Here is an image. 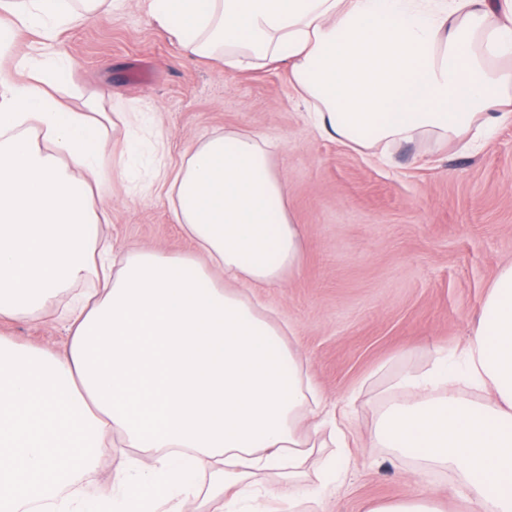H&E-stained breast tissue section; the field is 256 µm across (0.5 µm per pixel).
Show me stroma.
Segmentation results:
<instances>
[{
  "label": "stroma",
  "mask_w": 512,
  "mask_h": 512,
  "mask_svg": "<svg viewBox=\"0 0 512 512\" xmlns=\"http://www.w3.org/2000/svg\"><path fill=\"white\" fill-rule=\"evenodd\" d=\"M73 60L72 98L105 91L119 112L144 124L107 131L102 231L114 251L132 247L187 255L193 245L146 169L112 177L127 135L159 143L155 165H180L188 149L216 134L247 130L277 143L272 157L287 181L302 263L279 287L239 284L307 358L323 410L355 419L346 471L325 512H368L377 502L437 492L442 512H475L453 470L418 481L413 457L373 438L376 405L396 375L441 359L463 368V349L499 270L512 264V125L475 152L431 137L395 146L389 162L318 135L295 96L288 67L225 71L182 52L131 5L62 33ZM70 296L47 306L53 319L5 325L15 339L63 348Z\"/></svg>",
  "instance_id": "35a3bbf8"
}]
</instances>
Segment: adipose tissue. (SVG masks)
Returning a JSON list of instances; mask_svg holds the SVG:
<instances>
[{"mask_svg":"<svg viewBox=\"0 0 512 512\" xmlns=\"http://www.w3.org/2000/svg\"><path fill=\"white\" fill-rule=\"evenodd\" d=\"M187 54L228 70L287 64L312 127L382 150L430 134L453 144L512 124V0H141ZM129 0H0V322L44 312L87 276L63 349L0 333V512H244L257 478L324 512L328 483L295 476L335 443L302 354L229 289L279 285L301 233L287 187L249 132L215 135L160 169L175 219L196 247L113 253L99 231L103 98H62L71 59L61 30ZM31 30L39 52L21 53ZM223 280H216V273ZM472 399L446 372L387 387L375 435L434 469L458 471L479 512H512V265L501 269L468 341ZM120 442L97 498L78 485ZM210 467L200 492L193 475ZM481 474L474 482L473 474Z\"/></svg>","mask_w":512,"mask_h":512,"instance_id":"ef3b65f1","label":"adipose tissue"}]
</instances>
